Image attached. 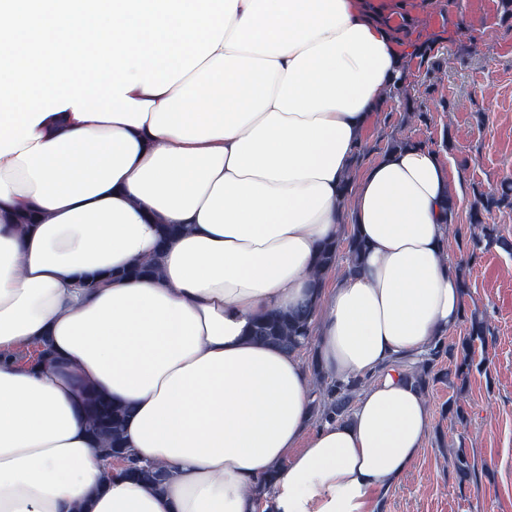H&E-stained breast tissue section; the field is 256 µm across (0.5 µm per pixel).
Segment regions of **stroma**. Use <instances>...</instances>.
<instances>
[{
	"instance_id": "obj_1",
	"label": "stroma",
	"mask_w": 512,
	"mask_h": 512,
	"mask_svg": "<svg viewBox=\"0 0 512 512\" xmlns=\"http://www.w3.org/2000/svg\"><path fill=\"white\" fill-rule=\"evenodd\" d=\"M379 10L406 49L402 90L386 88L357 151L359 175L404 137L443 158L457 206L450 262L471 256L463 303L486 319V368L466 386L435 382L432 430L414 467L383 500V512H512V252L470 255L469 213L479 194L512 181V6L507 0H358ZM458 401L462 416L449 414ZM472 475L460 481L453 453Z\"/></svg>"
}]
</instances>
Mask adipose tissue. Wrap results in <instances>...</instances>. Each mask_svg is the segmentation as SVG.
<instances>
[{"instance_id": "1", "label": "adipose tissue", "mask_w": 512, "mask_h": 512, "mask_svg": "<svg viewBox=\"0 0 512 512\" xmlns=\"http://www.w3.org/2000/svg\"><path fill=\"white\" fill-rule=\"evenodd\" d=\"M403 54L354 0H0V512H381L432 426L388 362L464 318L443 159L346 174ZM356 272L315 276L342 236ZM182 231L160 270L83 288ZM314 311L315 363L364 380L313 423L299 357L254 322ZM49 341V366L16 347ZM128 405L163 490L93 451L79 383Z\"/></svg>"}]
</instances>
